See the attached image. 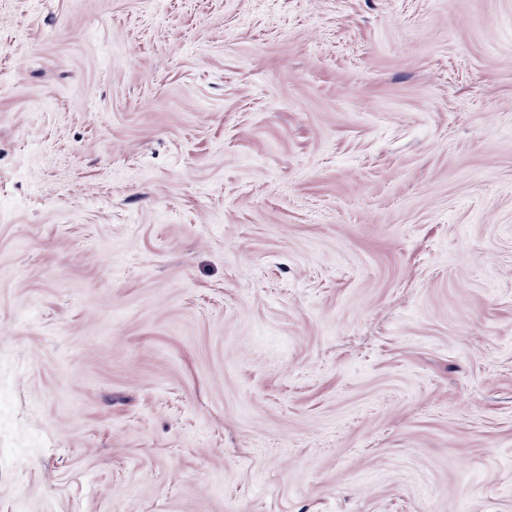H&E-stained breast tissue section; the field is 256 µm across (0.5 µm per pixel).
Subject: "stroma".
Masks as SVG:
<instances>
[{
  "mask_svg": "<svg viewBox=\"0 0 512 512\" xmlns=\"http://www.w3.org/2000/svg\"><path fill=\"white\" fill-rule=\"evenodd\" d=\"M0 512H512V0H0Z\"/></svg>",
  "mask_w": 512,
  "mask_h": 512,
  "instance_id": "35a3bbf8",
  "label": "stroma"
}]
</instances>
